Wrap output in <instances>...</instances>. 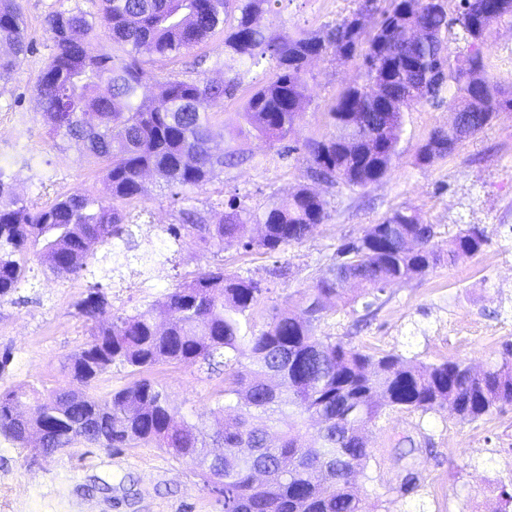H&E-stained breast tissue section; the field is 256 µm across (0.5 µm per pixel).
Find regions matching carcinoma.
<instances>
[{
  "label": "carcinoma",
  "mask_w": 512,
  "mask_h": 512,
  "mask_svg": "<svg viewBox=\"0 0 512 512\" xmlns=\"http://www.w3.org/2000/svg\"><path fill=\"white\" fill-rule=\"evenodd\" d=\"M96 11L55 9L45 17L53 42L37 91L50 133L82 144L85 155L104 163L111 197L91 192L60 194L48 205L14 197L0 168V301L26 278L28 256L44 259L58 275H76L92 245L134 237L124 205L144 197L141 174L152 171L182 191L207 183L218 168L232 166L236 151L208 152L215 114L203 104L224 98L242 72L260 68L243 119L269 143L288 137L309 97V62L333 54L361 61L362 81L345 89L327 113L334 132L304 144L317 178L350 188L383 179L400 157L409 112L422 104L448 102L466 132L483 131L497 112L512 110V92L488 75L483 46L493 24L512 22V0H375L319 36H284L258 16L279 14L284 0H91ZM467 43L449 51L454 27ZM224 33L223 65L234 76L214 82L205 75L186 81L153 72L140 58L147 50L177 56ZM112 42L107 48L103 40ZM0 76L28 51L20 0H0ZM160 97L140 94L148 81ZM423 141L417 160L429 165L448 156ZM220 224H202L193 211L170 224L175 240L193 234L222 251L234 245L267 254L304 241L328 218L327 203L306 188L259 209L229 204ZM263 225L260 238L248 227ZM436 225L411 209H398L341 244L311 289L305 315L274 313L262 326L253 311L263 288L249 277L227 275L216 264L164 295L159 306L116 315L105 293L90 291L75 303L90 340L68 364L71 376L90 386L114 365L141 374L163 362L217 358L238 370L220 396H236L233 417L224 403L214 412L210 434L181 416L166 388L139 377L106 396L59 393L39 398L22 387L0 389V435L28 446L33 426L44 448H137L154 445L195 465L224 512H367L355 490L370 450L366 429L383 409L423 413L451 407L474 422L512 406V358L476 372L459 360L408 363L396 353L361 352L331 336L316 334L330 301L351 288L353 301L371 311L377 294L392 282L421 277L441 262ZM488 243L484 230L467 226L448 239V263L475 257ZM171 314L167 329L153 319ZM324 423L307 436V422ZM224 449L219 461L208 448Z\"/></svg>",
  "instance_id": "cac0c4a2"
}]
</instances>
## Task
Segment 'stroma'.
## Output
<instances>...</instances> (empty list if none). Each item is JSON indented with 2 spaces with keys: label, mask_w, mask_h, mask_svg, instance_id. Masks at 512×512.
Returning <instances> with one entry per match:
<instances>
[{
  "label": "stroma",
  "mask_w": 512,
  "mask_h": 512,
  "mask_svg": "<svg viewBox=\"0 0 512 512\" xmlns=\"http://www.w3.org/2000/svg\"><path fill=\"white\" fill-rule=\"evenodd\" d=\"M29 49L9 76L0 78V166L11 177L15 195L40 204L58 194L110 188L98 164L74 142L50 137L41 117L36 78L51 53L44 29L48 13L65 6L90 9L89 0H21ZM355 0H285L278 16H262L281 32L316 34L355 9ZM222 35L208 46L174 58L148 56L152 71L184 79L206 70L222 81ZM484 56L492 72L512 83V24L495 25ZM312 97L286 144H268L239 133L241 112L261 69L244 74L234 95L207 104L216 113L211 145L235 150L242 163L216 172L213 179L177 196L156 175L144 180L145 195L128 209L133 217L134 249L117 240L94 247L77 276L53 274L31 260L26 279L11 300L0 303V351L12 361L0 376V388L22 386L46 397L74 391L66 364L88 339L87 326L74 308L89 285L101 283L113 312L132 315L148 308L191 273L223 264L225 273L259 281L264 292L254 310L257 324L273 312L301 313L305 295L331 263L337 247L401 207L415 210L423 223L436 225L439 243L460 228H484L489 243L476 257L456 264L440 262L425 276L391 284L372 311L349 298L323 313L317 333L332 336L364 352H394L406 360L433 364L453 358L475 369L499 361L512 343V111L498 112L473 138L432 165L416 162L428 133L451 121L448 103L423 104L410 113L400 144L401 157L379 182L365 188L329 185L310 178L302 149L329 136L326 114L339 94L360 81L357 60L330 56L309 64ZM307 187L328 203L329 218L302 243L269 256L236 247L216 251L185 235L166 232L193 210L202 223L215 224L232 201L262 207ZM156 251L148 265L127 260ZM285 276L274 277V266ZM226 369L198 362H164L150 378L161 382L180 414L199 424L213 423L215 394L223 389ZM371 458L356 481L370 512H502V490L512 489V406L474 421L448 408L421 413L385 411L367 432ZM0 512H224L217 494L197 468L164 450L90 448L81 445L45 456L0 439Z\"/></svg>",
  "instance_id": "1"
}]
</instances>
